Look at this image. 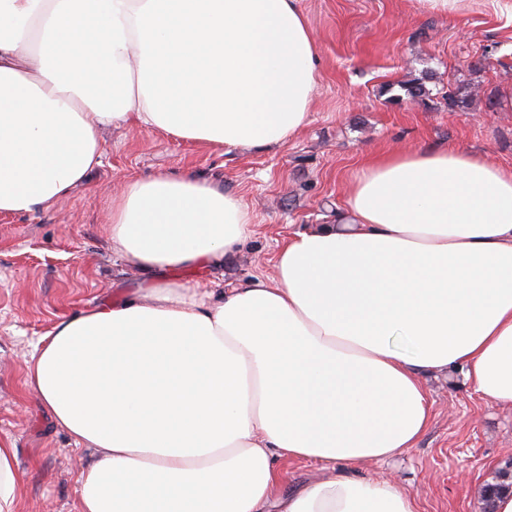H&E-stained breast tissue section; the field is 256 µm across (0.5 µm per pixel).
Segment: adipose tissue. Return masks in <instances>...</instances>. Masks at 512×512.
<instances>
[{
    "label": "adipose tissue",
    "mask_w": 512,
    "mask_h": 512,
    "mask_svg": "<svg viewBox=\"0 0 512 512\" xmlns=\"http://www.w3.org/2000/svg\"><path fill=\"white\" fill-rule=\"evenodd\" d=\"M317 45L299 0H0V214L68 196L131 123L217 148L308 122ZM342 224L296 231L276 274L187 291L252 214L182 173L125 182L117 253L138 292L57 322L27 385L76 444L78 512H417L362 476L413 448L426 377L512 407V167L454 147L369 158ZM279 458L332 465L280 489Z\"/></svg>",
    "instance_id": "1"
}]
</instances>
